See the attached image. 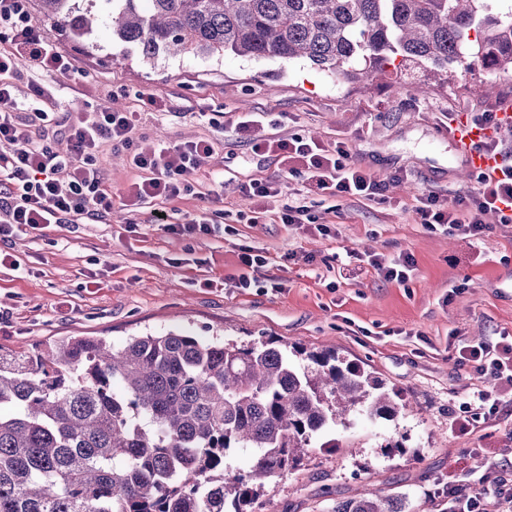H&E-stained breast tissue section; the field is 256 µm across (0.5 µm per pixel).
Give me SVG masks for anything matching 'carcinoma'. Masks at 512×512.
<instances>
[{"mask_svg":"<svg viewBox=\"0 0 512 512\" xmlns=\"http://www.w3.org/2000/svg\"><path fill=\"white\" fill-rule=\"evenodd\" d=\"M42 0L80 37L95 22L152 59L232 54L306 62L338 83L389 66L446 79L478 66L512 75V17L488 0ZM404 406L336 348L241 345L166 330L116 345L67 337L44 350L0 347V512H248L266 482L358 419ZM232 448L251 454L229 474ZM331 512H410L369 490Z\"/></svg>","mask_w":512,"mask_h":512,"instance_id":"obj_1","label":"carcinoma"}]
</instances>
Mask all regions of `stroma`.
<instances>
[{
	"mask_svg": "<svg viewBox=\"0 0 512 512\" xmlns=\"http://www.w3.org/2000/svg\"><path fill=\"white\" fill-rule=\"evenodd\" d=\"M33 19L74 59L68 76H32L19 65L13 78L26 89L31 78L73 112L104 103L138 107V94L165 96L171 110L141 116V146L198 137L214 141L211 167L224 172V235L189 238L151 222V206L115 207L108 223L53 224L41 235H22L11 251L21 267H0V346L32 350L70 336L118 341L149 330L184 328L242 344L267 339L335 347L367 364L396 391L404 411L394 421L359 422L339 434L335 448H315L286 478L265 485L250 512H330L337 499L368 489L408 493L416 512H432V498L448 480L465 479L482 449L512 476V386L497 387L501 419L460 433L451 416L480 379L459 365L458 346L490 344L512 334V224L485 215L480 237L451 235L417 224L416 197L451 201L474 192L447 128L445 113L473 115L512 107V79L492 80L477 69L456 72L425 96L414 78L387 71L370 84L334 82L309 65L256 62L234 55L164 54L146 60L137 48L100 25L78 37L45 20L40 0ZM495 82L488 96L484 87ZM223 115L216 127L200 118ZM242 112H285V135L327 144L345 142L352 161L371 173L385 203L347 202L338 212L314 204L332 236L279 223L276 214L294 200L300 182L283 177L277 160L254 155L227 126ZM278 177L282 194L260 223L239 222L250 201L237 186ZM265 252L258 279L279 277L278 291L233 287L239 248ZM295 251L290 264L281 257ZM354 252L341 267L337 257ZM411 254L405 284L385 281L369 256L391 260ZM182 259L174 267L173 259ZM211 287H201L203 279ZM400 443L401 451L389 446Z\"/></svg>",
	"mask_w": 512,
	"mask_h": 512,
	"instance_id": "35a3bbf8",
	"label": "stroma"
}]
</instances>
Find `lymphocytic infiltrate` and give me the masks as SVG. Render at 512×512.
<instances>
[{"mask_svg":"<svg viewBox=\"0 0 512 512\" xmlns=\"http://www.w3.org/2000/svg\"><path fill=\"white\" fill-rule=\"evenodd\" d=\"M25 60L38 74L67 75L72 70L68 56L33 20L29 0H0V265L18 268L4 243L19 235L42 231L51 224L106 222L116 200L135 204H163L186 196L219 199L212 189V174L205 167L215 152L211 140L198 139L172 144L160 141L141 148L136 131L142 113L165 115L168 100L157 94L139 96V108L119 112L98 107L79 117L58 109L55 97L39 82L28 84L26 98H19L12 78L18 60ZM32 112L38 130L19 122L17 111ZM286 113L246 112L238 115L234 132L249 138L258 156L276 157L288 176L300 181L307 194L321 201H369L384 203L380 184L350 161L344 143L326 145L313 138L294 134L275 135ZM271 127V134L254 135L260 125ZM67 132L71 144L67 155L53 154L50 135ZM126 152L139 173L138 181L114 197L107 185L100 155L104 146ZM500 178L478 176L474 194L454 202L434 195L419 199L414 213L428 228L442 227L451 233L475 237L484 233L485 214H496L500 223L512 224V164H502ZM460 364L471 367L485 383L471 389L467 401L451 417L453 427L472 431L480 420L499 412V402L488 390L489 382H512V340L496 347L469 344L458 351ZM499 463L482 458L470 479L474 492H465L459 482L448 484V512H512V479L499 476Z\"/></svg>","mask_w":512,"mask_h":512,"instance_id":"lymphocytic-infiltrate-1","label":"lymphocytic infiltrate"}]
</instances>
